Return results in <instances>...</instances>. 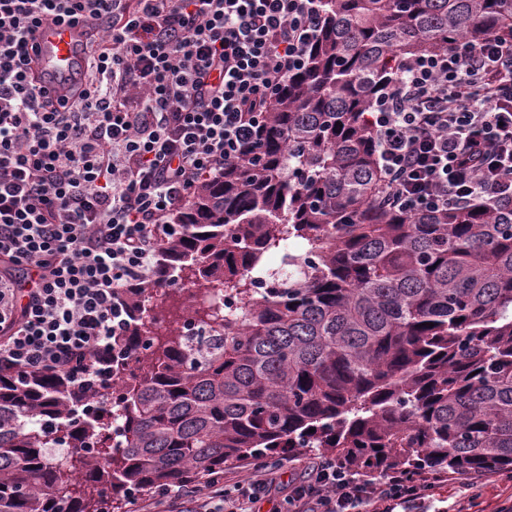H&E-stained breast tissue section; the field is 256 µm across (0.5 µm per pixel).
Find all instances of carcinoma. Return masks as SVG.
<instances>
[{"instance_id": "obj_1", "label": "carcinoma", "mask_w": 512, "mask_h": 512, "mask_svg": "<svg viewBox=\"0 0 512 512\" xmlns=\"http://www.w3.org/2000/svg\"><path fill=\"white\" fill-rule=\"evenodd\" d=\"M490 33L512 38V0H320L259 140L197 185L157 257L153 287L221 288L241 310L197 308L185 333L175 288L160 332L142 289L95 416L103 394L62 374L0 373V512H108L308 448L367 473L512 472V210L385 205L367 120L403 59Z\"/></svg>"}]
</instances>
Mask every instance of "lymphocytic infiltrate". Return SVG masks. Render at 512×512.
<instances>
[{"mask_svg":"<svg viewBox=\"0 0 512 512\" xmlns=\"http://www.w3.org/2000/svg\"><path fill=\"white\" fill-rule=\"evenodd\" d=\"M319 0H0V372L112 386L128 298L155 282L170 216L259 136L319 31ZM82 23L95 74L53 102L27 71L44 17ZM400 211L512 206V40L407 58L369 114ZM445 475L367 474L320 455L288 512H430ZM264 467L225 490L165 488L190 512H251Z\"/></svg>","mask_w":512,"mask_h":512,"instance_id":"obj_1","label":"lymphocytic infiltrate"}]
</instances>
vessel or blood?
Instances as JSON below:
<instances>
[{
    "label": "vessel or blood",
    "mask_w": 512,
    "mask_h": 512,
    "mask_svg": "<svg viewBox=\"0 0 512 512\" xmlns=\"http://www.w3.org/2000/svg\"><path fill=\"white\" fill-rule=\"evenodd\" d=\"M87 33L83 26L45 20L31 42V66L52 97L75 85L83 76L82 54Z\"/></svg>",
    "instance_id": "b4317fda"
}]
</instances>
